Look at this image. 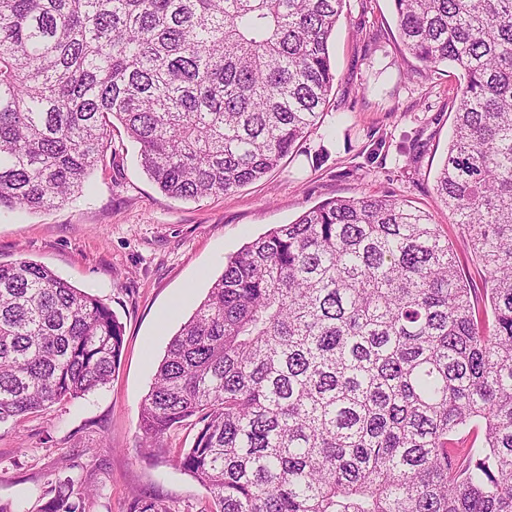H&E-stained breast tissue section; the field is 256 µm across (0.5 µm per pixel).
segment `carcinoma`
I'll return each instance as SVG.
<instances>
[{
	"label": "carcinoma",
	"instance_id": "carcinoma-1",
	"mask_svg": "<svg viewBox=\"0 0 512 512\" xmlns=\"http://www.w3.org/2000/svg\"><path fill=\"white\" fill-rule=\"evenodd\" d=\"M459 72L430 215L336 199L247 244L174 335L141 405L211 512H512V0H391ZM346 0H0V209L81 193L119 122L174 199L224 194L318 127ZM122 325L46 266L0 264V425L107 386ZM41 512H86L58 482Z\"/></svg>",
	"mask_w": 512,
	"mask_h": 512
}]
</instances>
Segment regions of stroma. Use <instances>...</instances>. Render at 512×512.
I'll return each mask as SVG.
<instances>
[{
  "instance_id": "1",
  "label": "stroma",
  "mask_w": 512,
  "mask_h": 512,
  "mask_svg": "<svg viewBox=\"0 0 512 512\" xmlns=\"http://www.w3.org/2000/svg\"><path fill=\"white\" fill-rule=\"evenodd\" d=\"M336 82L323 122L261 180L224 195L178 200L144 173L122 127L82 196L47 211L0 210V263H41L109 306L124 327L106 388L0 426V504L40 512L58 481L90 489L86 512H133L162 499L170 512H210L209 492L172 465L189 428L149 455L140 407L172 337L243 246L333 199L392 196L428 211L484 287L434 189L459 90L456 71L424 75L398 37L390 0H347L329 38Z\"/></svg>"
}]
</instances>
